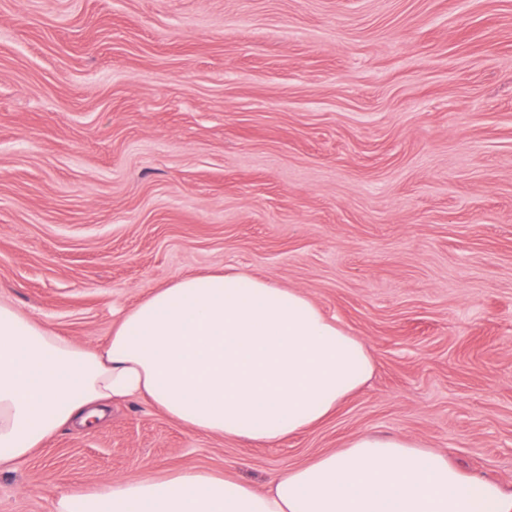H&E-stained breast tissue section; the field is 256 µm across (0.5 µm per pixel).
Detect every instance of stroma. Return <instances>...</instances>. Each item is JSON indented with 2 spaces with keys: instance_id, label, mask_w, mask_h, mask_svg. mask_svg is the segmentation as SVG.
<instances>
[{
  "instance_id": "1",
  "label": "stroma",
  "mask_w": 512,
  "mask_h": 512,
  "mask_svg": "<svg viewBox=\"0 0 512 512\" xmlns=\"http://www.w3.org/2000/svg\"><path fill=\"white\" fill-rule=\"evenodd\" d=\"M238 270L371 378L266 447L150 402L0 467V512L196 467L265 489L359 432L512 492V0H0V302L91 348Z\"/></svg>"
}]
</instances>
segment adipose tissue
<instances>
[{
    "instance_id": "ef3b65f1",
    "label": "adipose tissue",
    "mask_w": 512,
    "mask_h": 512,
    "mask_svg": "<svg viewBox=\"0 0 512 512\" xmlns=\"http://www.w3.org/2000/svg\"><path fill=\"white\" fill-rule=\"evenodd\" d=\"M373 370L359 337L300 291L240 272L155 289L101 350L0 303V448L24 460L62 427H88L128 399L205 434L273 447L332 413ZM53 512H512V492L440 453L359 433L266 491L184 468L65 491Z\"/></svg>"
}]
</instances>
